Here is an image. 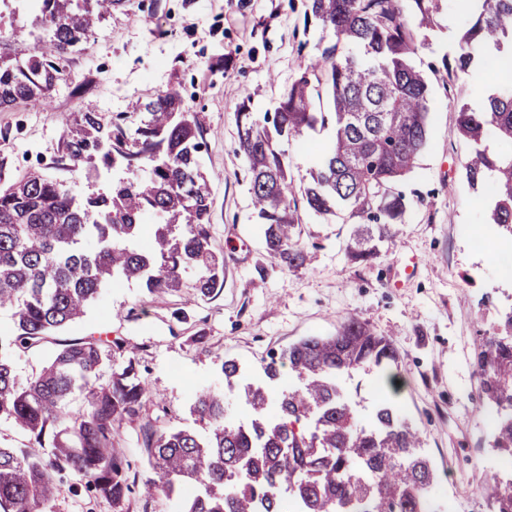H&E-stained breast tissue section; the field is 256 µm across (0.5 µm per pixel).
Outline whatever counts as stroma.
<instances>
[{
    "label": "stroma",
    "mask_w": 512,
    "mask_h": 512,
    "mask_svg": "<svg viewBox=\"0 0 512 512\" xmlns=\"http://www.w3.org/2000/svg\"><path fill=\"white\" fill-rule=\"evenodd\" d=\"M306 0H129L89 36L70 64L74 81L88 82V97L103 121L131 101L178 85L202 128L201 158L213 197L212 249L224 257L218 296L188 291L147 293L130 281L107 289L63 338L109 336L134 352L151 397L139 417L121 425L116 450L131 464L130 479L147 473L144 436L156 419L170 430L203 432L191 407L202 389L224 390L234 418L250 409L225 389L216 362L231 357L262 370L307 336L335 334L341 318L354 316L393 340L399 359L388 373L338 377L342 395L361 422L386 402L421 431L423 451L436 468L433 495L454 512H487L485 488L501 462L493 426L474 373V346L501 312L512 309V279L495 261V226L463 174L470 143L455 135L457 89L448 82L447 57L464 11L456 0L440 19L442 30L420 47L412 63L430 87L431 138L397 188L407 203L393 242L368 263L349 260V226L302 212L299 239L304 267L260 274L267 258L264 235L252 215L247 164L239 149L236 112L248 101L256 116L274 111L284 88L297 79L307 57L333 43L332 33L305 23ZM56 92L51 107L38 102L0 112V160L7 180L39 172L59 180L61 143L78 108ZM331 129L287 145L295 181L307 178ZM490 248L471 247L475 234ZM473 277L471 287L461 281ZM195 336L207 346L192 344ZM65 473L54 512H176L175 501L144 498L133 490L124 506L71 495L77 482Z\"/></svg>",
    "instance_id": "35a3bbf8"
}]
</instances>
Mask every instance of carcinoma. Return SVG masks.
I'll return each instance as SVG.
<instances>
[{
	"label": "carcinoma",
	"instance_id": "1",
	"mask_svg": "<svg viewBox=\"0 0 512 512\" xmlns=\"http://www.w3.org/2000/svg\"><path fill=\"white\" fill-rule=\"evenodd\" d=\"M127 0H44L31 26L47 32L44 46L22 60L0 52V112L66 89L83 98L86 84L70 77V55L88 33ZM445 0H310L309 14L336 41L308 60L273 115L255 120L237 112L238 141L250 172L253 214L262 224L269 256L279 268L306 260L296 237L298 200L326 218H364L351 224L349 258L368 262L392 241L406 211L395 191L428 144V86L411 64ZM467 17L456 42L448 80L512 67V0H462ZM419 18V27L409 17ZM326 98L330 112L315 109ZM147 113L135 128L130 116ZM332 125L310 180L296 187L283 145ZM455 134L472 146L463 170L487 201V223L512 236V78L488 92L482 105L457 111ZM201 129L174 86L160 89L102 122L96 106L74 113L61 160L87 182L123 169L104 189L78 194L65 181L29 173L0 187V311L11 328L0 331V420L45 447L60 428L66 441L52 450L0 448V512H51L59 477L72 469L76 496L122 505L131 492L129 464L114 449L120 424L137 418L148 398L129 357L109 375L112 340L86 336L58 345L50 364L20 380L18 352L56 343L55 335L81 320L87 307L117 281L152 293L190 283L202 297L224 280V257L210 249L212 198L200 162ZM156 218L148 247L137 242L146 219ZM475 370L490 404L512 411V311L479 344ZM121 349V346L114 347ZM393 342L365 323L346 318L335 334L311 336L271 358L274 380L288 367L295 386L275 413L263 387L243 390L248 423L228 415L224 395L203 392L195 411L206 437L179 430L146 434L149 471L142 493L181 497V512H286L279 493L300 512H438L429 489L434 468L414 425L393 406L363 424L344 401L336 379L362 369L385 372L397 364ZM224 383L238 384L239 367L220 360ZM82 398L75 408L72 402ZM305 420L311 430H297ZM494 448L512 459V416L499 420ZM192 485L199 493L187 496ZM492 512H512V476L493 475Z\"/></svg>",
	"mask_w": 512,
	"mask_h": 512
}]
</instances>
